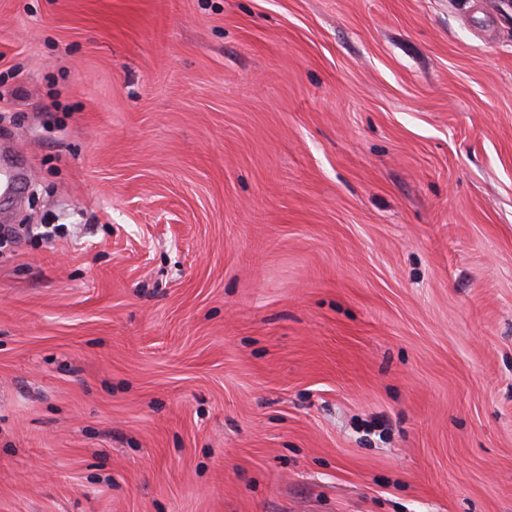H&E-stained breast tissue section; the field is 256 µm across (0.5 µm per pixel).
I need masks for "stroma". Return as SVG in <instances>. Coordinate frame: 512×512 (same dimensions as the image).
Masks as SVG:
<instances>
[{"mask_svg":"<svg viewBox=\"0 0 512 512\" xmlns=\"http://www.w3.org/2000/svg\"><path fill=\"white\" fill-rule=\"evenodd\" d=\"M0 512H512L505 0H0Z\"/></svg>","mask_w":512,"mask_h":512,"instance_id":"stroma-1","label":"stroma"}]
</instances>
